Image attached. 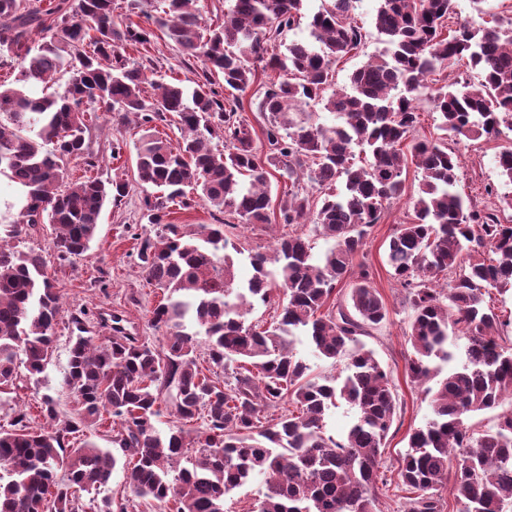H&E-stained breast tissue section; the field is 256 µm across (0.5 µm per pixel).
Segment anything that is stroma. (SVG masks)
<instances>
[{
  "label": "stroma",
  "mask_w": 512,
  "mask_h": 512,
  "mask_svg": "<svg viewBox=\"0 0 512 512\" xmlns=\"http://www.w3.org/2000/svg\"><path fill=\"white\" fill-rule=\"evenodd\" d=\"M378 0H359L354 19L361 27L365 39L356 51L340 59L335 66L333 82L347 85L351 74L369 57L382 49L381 37L374 24ZM155 62L153 79L170 82L182 80L193 85L199 80L202 64L194 59H182L176 48L165 37H156L151 50ZM142 134L133 122L119 119L113 112L99 113L86 135L90 148L97 157L95 175L108 180L122 176L132 183L128 196L120 205L106 207L96 237L86 255L73 265L57 272V286L63 298L62 310L55 327L54 353L37 382L28 383L20 397L35 423L46 424L41 412L45 397H52L59 415L75 411L73 395L62 385L69 359L68 317L71 311L86 308L96 313L123 315L126 326L143 340L162 346L164 332L152 326V309L160 295L147 284L136 257V235L154 233L153 225L143 216L145 188L136 184L134 145ZM122 141L125 147L120 157H112L113 141ZM512 147V131L503 130L499 136L473 142H460L455 146L461 157L458 191L479 207L493 206L498 210L502 223L512 224V207L502 204L501 194L512 193V186L503 185L497 168V155L506 147ZM494 185L498 193L487 196L485 185ZM418 178L415 170L406 173L405 189L401 197L387 202L381 223L374 228L359 262L369 265L374 272L373 286L383 297L388 319L367 337L365 343L375 351L387 370L398 398V413L386 441L383 456L385 470H393L397 458L408 445L411 432L423 426L431 416V408L421 388L415 386L407 374V357L411 352L405 337L411 311L404 294L396 283L391 268L386 263V245L397 224L406 222L413 213V201L417 195ZM136 293L139 302L127 301L129 293Z\"/></svg>",
  "instance_id": "obj_1"
}]
</instances>
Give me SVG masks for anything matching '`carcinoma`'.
Segmentation results:
<instances>
[{"label":"carcinoma","instance_id":"cac0c4a2","mask_svg":"<svg viewBox=\"0 0 512 512\" xmlns=\"http://www.w3.org/2000/svg\"><path fill=\"white\" fill-rule=\"evenodd\" d=\"M200 0H0V52L19 62L0 82V177L19 192L8 238L0 237V396L34 381L49 363L60 314V290L45 251L10 241L38 224L52 227L49 250L62 269L85 256L103 211L129 193L122 177L92 175L86 133L95 112H116L147 127L135 144L137 182L159 189L145 200L144 218L162 229L137 234V257L149 284L162 293L151 322L165 329L156 348L112 314V335L99 341L89 313H70L68 368L63 384L75 414L60 418L44 401L48 428L32 426L15 404L0 427V512H82L79 492L107 485L122 465L131 498L175 512H224V497L263 476L255 512H379L378 485L386 439L398 402L388 372L361 340L387 318L372 286L373 271L354 266L384 203L404 192L408 165L419 175L414 218L396 225L387 263L411 309L406 331L413 349L411 381L426 385L432 417L413 430L399 454L397 485L410 491L405 512H446L440 488L452 481L457 512L512 508V408L476 432L477 412L512 400L509 323L484 305L490 290L512 288V224L492 209L467 203L456 190L459 156L447 140L475 141L512 130V27L471 21L443 32L455 0H379L375 27L386 49L369 57L346 88H333L332 66L359 48L357 0H323L309 37L281 52L282 35L301 18L304 0H232L224 24L203 26ZM142 12L147 25L132 19ZM181 55L201 61L203 80L150 81L146 67L127 63L128 46L146 61L155 31ZM40 43L33 44V33ZM481 72L464 90L433 89L428 77L463 58ZM278 73L257 108L268 114L266 150H259L240 115L241 95L255 83L257 64ZM66 77L63 92L47 85ZM222 77L223 91L213 77ZM151 84L154 93L146 94ZM438 114L434 141L419 140L417 100ZM323 105L336 124H317L296 108ZM177 124L173 141L150 124ZM224 142L218 152L212 142ZM371 160L357 166L354 148ZM85 174L72 179L68 164ZM512 185V148L498 156ZM283 183L280 219L302 231L282 237L272 252L234 241L237 224H267L270 171ZM206 204L236 219L222 224H171V207ZM333 246L318 259L311 238ZM248 253L253 273L237 280L227 253ZM352 284L346 305L330 302L338 284ZM274 307L272 321L247 322L255 303ZM303 335L318 356L346 361L337 375L309 377L292 337ZM464 359L440 376L433 365ZM205 345L215 371L206 374ZM25 373H19V368ZM224 371L219 376L216 369ZM344 400L354 419L340 437L324 432L330 407ZM167 402L179 424L158 429ZM291 408L273 416L282 404ZM112 417V447H69L70 436ZM203 418L204 431L190 428ZM190 465H182L188 449ZM130 498L90 504L91 512H128Z\"/></svg>","mask_w":512,"mask_h":512}]
</instances>
